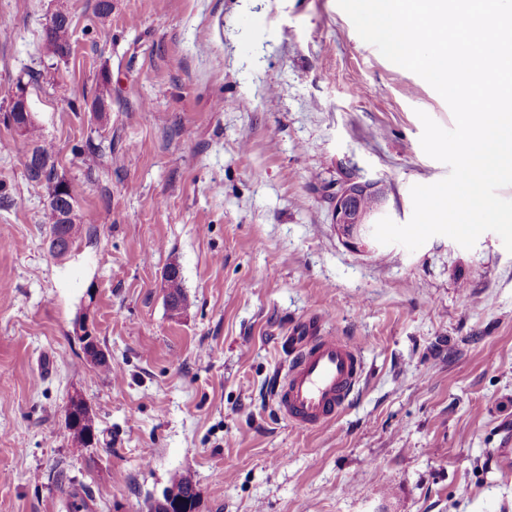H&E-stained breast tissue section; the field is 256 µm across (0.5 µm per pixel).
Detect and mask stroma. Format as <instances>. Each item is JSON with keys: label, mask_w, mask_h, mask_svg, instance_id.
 Segmentation results:
<instances>
[{"label": "stroma", "mask_w": 512, "mask_h": 512, "mask_svg": "<svg viewBox=\"0 0 512 512\" xmlns=\"http://www.w3.org/2000/svg\"><path fill=\"white\" fill-rule=\"evenodd\" d=\"M0 0V86L23 85L55 145L51 180L0 122V512H149L190 473L197 512H512V253L482 233L365 253L329 193L382 180L410 221L420 113L454 116L358 35L337 0ZM64 9L72 51L49 57ZM106 102L105 114L93 110ZM94 223L63 260L54 181ZM176 265L187 307L173 314ZM86 317L109 355L91 369ZM320 318L361 349L336 421L288 424L270 393L286 338ZM81 396L98 443L65 425ZM165 288H167V298L169 307L173 310L179 307V314L186 307L187 298L183 291L182 280L179 270L170 266L164 273ZM86 334L93 335V332L89 327V324L84 321V329L81 330L78 326L75 335L78 341L82 339V343L85 344L86 337L84 335ZM100 345L101 344L97 336L90 338L84 346H81L83 359L92 369L97 371H106L110 367L109 358L102 349L98 350V346Z\"/></svg>", "instance_id": "1"}]
</instances>
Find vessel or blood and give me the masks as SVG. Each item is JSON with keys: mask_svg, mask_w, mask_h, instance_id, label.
<instances>
[{"mask_svg": "<svg viewBox=\"0 0 512 512\" xmlns=\"http://www.w3.org/2000/svg\"><path fill=\"white\" fill-rule=\"evenodd\" d=\"M360 348L321 327L308 329L290 347L280 368L274 399L280 414L299 427L317 428L333 422L360 384Z\"/></svg>", "mask_w": 512, "mask_h": 512, "instance_id": "vessel-or-blood-1", "label": "vessel or blood"}]
</instances>
